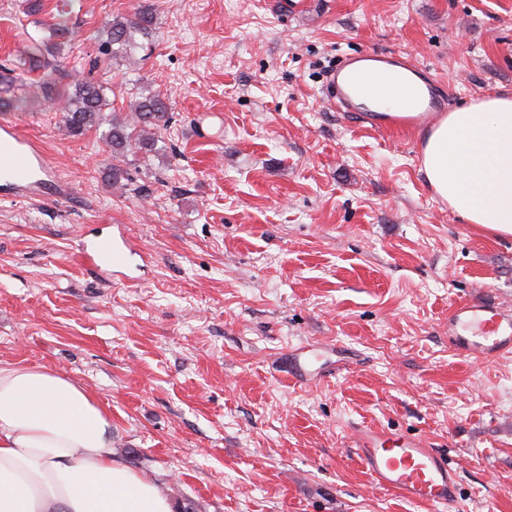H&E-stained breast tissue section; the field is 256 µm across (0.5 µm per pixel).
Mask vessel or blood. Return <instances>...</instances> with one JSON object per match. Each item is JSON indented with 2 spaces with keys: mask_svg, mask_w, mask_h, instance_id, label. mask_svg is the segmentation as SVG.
I'll return each instance as SVG.
<instances>
[{
  "mask_svg": "<svg viewBox=\"0 0 512 512\" xmlns=\"http://www.w3.org/2000/svg\"><path fill=\"white\" fill-rule=\"evenodd\" d=\"M335 99L348 112L355 111L357 83L347 81L344 70L330 79ZM426 90L412 117H390L383 127L412 129L440 111L438 83L426 78ZM57 178L55 165L15 123H0V181L11 196L38 199ZM84 259L97 267L119 272L132 267L139 250L125 232L114 234L109 244L83 247ZM448 339L456 350L472 356L512 353V314L498 306L464 303L448 316ZM357 456L374 487L398 492L406 500L434 507H452L458 498L457 475L447 458L415 436H391L371 428L360 429Z\"/></svg>",
  "mask_w": 512,
  "mask_h": 512,
  "instance_id": "obj_1",
  "label": "vessel or blood"
}]
</instances>
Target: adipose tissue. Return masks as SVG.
<instances>
[{
  "label": "adipose tissue",
  "instance_id": "1",
  "mask_svg": "<svg viewBox=\"0 0 512 512\" xmlns=\"http://www.w3.org/2000/svg\"><path fill=\"white\" fill-rule=\"evenodd\" d=\"M421 170L466 223L512 236V94L439 113ZM0 512H172L158 484L112 448L98 399L46 368L0 365Z\"/></svg>",
  "mask_w": 512,
  "mask_h": 512
}]
</instances>
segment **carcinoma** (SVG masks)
Here are the masks:
<instances>
[{"label": "carcinoma", "mask_w": 512, "mask_h": 512, "mask_svg": "<svg viewBox=\"0 0 512 512\" xmlns=\"http://www.w3.org/2000/svg\"><path fill=\"white\" fill-rule=\"evenodd\" d=\"M154 24V16L149 10L140 11L131 17L113 19L107 25L104 41L105 49L112 52V61L117 63L130 56L139 48L137 36H148ZM47 32L46 36L30 40L26 55L19 59L16 68L33 70L50 67L52 60L59 57L61 47L78 35V31L70 28L64 19L48 25ZM108 106L104 85L88 77L76 76L60 108V123L66 133L80 135L100 124ZM171 119L165 99L155 93L142 96L125 117L112 116L106 135L112 159L116 160V164L110 167L112 179L116 180L126 174L118 162L155 150L157 139L154 133L166 127Z\"/></svg>", "instance_id": "1"}]
</instances>
